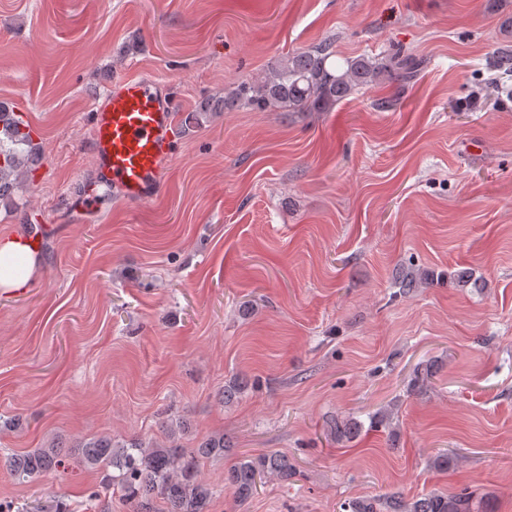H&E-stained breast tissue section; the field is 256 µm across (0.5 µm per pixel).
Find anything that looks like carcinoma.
I'll use <instances>...</instances> for the list:
<instances>
[{"mask_svg": "<svg viewBox=\"0 0 512 512\" xmlns=\"http://www.w3.org/2000/svg\"><path fill=\"white\" fill-rule=\"evenodd\" d=\"M333 51L324 44L294 53L280 68L265 77L242 83L235 96L224 99V106L241 100L253 109L280 106L290 112H329L337 104L376 83L385 76L404 88L414 82L424 68V60L412 54L395 52L385 58L346 57L332 62ZM37 152L31 138L19 132L11 113L0 107V201L11 194L13 182L25 180V170ZM434 279L424 269L410 268L400 280L402 288H419ZM433 364L419 367L411 379L412 389H422L433 377ZM229 448L224 435L214 434L196 448L178 444L176 429H169L167 442L142 438L114 445L97 438L83 445L87 464L106 463L118 471L112 483L137 512H153L159 499L167 512H208L213 488L199 473L200 461L219 458ZM61 464L55 444L7 459L6 470L17 480H27ZM295 475L288 456L267 453L235 462L224 475L225 488L239 502L249 499L265 477L287 481ZM344 512H491L488 501L471 492L448 494L432 492L407 499L398 493L369 497L343 504Z\"/></svg>", "mask_w": 512, "mask_h": 512, "instance_id": "1", "label": "carcinoma"}]
</instances>
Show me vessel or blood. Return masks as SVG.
<instances>
[{
	"mask_svg": "<svg viewBox=\"0 0 512 512\" xmlns=\"http://www.w3.org/2000/svg\"><path fill=\"white\" fill-rule=\"evenodd\" d=\"M175 104L174 96L150 79L128 76L109 85L90 121L96 187L72 197L74 211L97 212L109 190L130 203L159 196L162 170L177 147Z\"/></svg>",
	"mask_w": 512,
	"mask_h": 512,
	"instance_id": "b4317fda",
	"label": "vessel or blood"
}]
</instances>
